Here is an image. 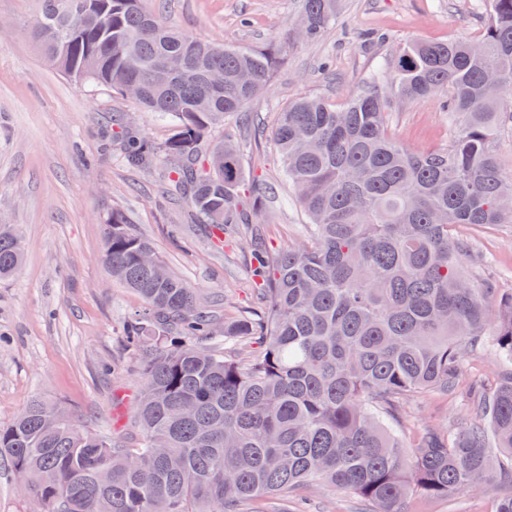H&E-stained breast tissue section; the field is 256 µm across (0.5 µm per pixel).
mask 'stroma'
<instances>
[{
    "mask_svg": "<svg viewBox=\"0 0 512 512\" xmlns=\"http://www.w3.org/2000/svg\"><path fill=\"white\" fill-rule=\"evenodd\" d=\"M302 0H142L145 10L184 34L242 49L287 46ZM36 0H0V224L19 225L22 266L0 280V425L33 399L61 404L80 428L112 431L131 444L143 435L134 422L141 360L126 346L125 323L141 298L113 276L105 261V223L122 210L136 234L150 240L174 275L196 288L225 320L253 310L257 279L250 265V231L281 251L302 242L307 218L284 176L272 142L276 114L311 95L340 105L383 60L414 40L478 37L486 25L482 0H345L316 42L287 46L266 92L251 100V147L243 165L267 187L252 227L211 245L209 228L193 223L161 169L130 165L115 121L163 143L171 122L143 111L106 85L68 77L52 67L28 26ZM388 125L411 151L445 147L455 132L438 103L418 102L390 113ZM239 116L215 127L210 140L243 138ZM483 268L498 287L512 289V224H463ZM469 398L419 394L407 403L406 440L433 427L463 426ZM498 496L479 489L451 498L416 495L405 512H496Z\"/></svg>",
    "mask_w": 512,
    "mask_h": 512,
    "instance_id": "35a3bbf8",
    "label": "stroma"
}]
</instances>
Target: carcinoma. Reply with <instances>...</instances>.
Wrapping results in <instances>:
<instances>
[{"label": "carcinoma", "instance_id": "1", "mask_svg": "<svg viewBox=\"0 0 512 512\" xmlns=\"http://www.w3.org/2000/svg\"><path fill=\"white\" fill-rule=\"evenodd\" d=\"M29 26L63 74L122 93L168 117L162 144L125 135L136 166L164 164L173 190L224 245L248 225L240 147L202 148L210 130L263 92L273 52L182 34L141 0H38ZM341 0H304L293 38L318 39ZM476 40L410 42L341 106L303 97L277 115L274 148L310 234L282 252L254 250L261 310L224 323L112 210L105 259L143 300L128 328L148 357L134 448L80 430L40 399L0 427V462L49 512H273L269 498L307 487L350 494L365 512H402L420 492L450 496L497 484L512 512V291L478 279L459 224H512V170L493 143L512 132V0H485ZM438 102L457 133L426 153L404 147L388 113ZM24 240L0 224V279ZM224 342L223 354L199 342ZM503 362L495 389L448 437L407 445L396 430L415 392H456L469 357Z\"/></svg>", "mask_w": 512, "mask_h": 512}]
</instances>
